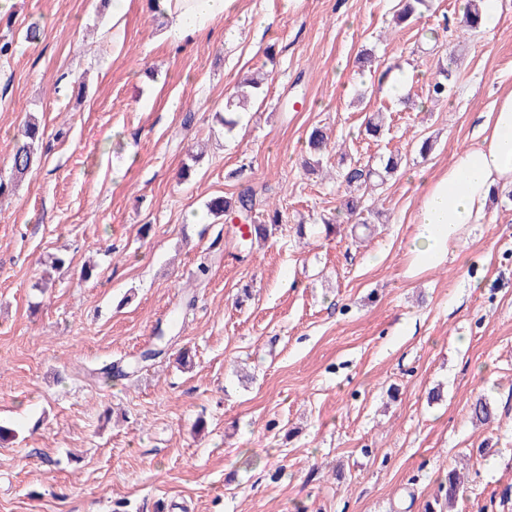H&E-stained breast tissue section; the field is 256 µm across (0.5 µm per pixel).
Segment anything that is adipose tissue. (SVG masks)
Here are the masks:
<instances>
[{
	"label": "adipose tissue",
	"mask_w": 512,
	"mask_h": 512,
	"mask_svg": "<svg viewBox=\"0 0 512 512\" xmlns=\"http://www.w3.org/2000/svg\"><path fill=\"white\" fill-rule=\"evenodd\" d=\"M236 0H154L166 22V36L179 42L198 35L233 9ZM512 185V90L505 91L489 112L472 144L458 152L439 177L428 182L414 216L413 249L431 260L456 239L465 224L487 216L494 189Z\"/></svg>",
	"instance_id": "1"
}]
</instances>
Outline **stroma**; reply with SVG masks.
Here are the masks:
<instances>
[{"mask_svg":"<svg viewBox=\"0 0 512 512\" xmlns=\"http://www.w3.org/2000/svg\"><path fill=\"white\" fill-rule=\"evenodd\" d=\"M396 3L237 0L180 44L145 0L118 44L101 0L0 14V178L27 115L45 127L40 166L0 202V423L15 431L0 443V512H424L469 448L487 454L454 512H512V192L432 263L411 249L421 177L447 169L512 89V0L477 33L457 29L467 0H430L406 28ZM366 49L378 67H411L405 96L356 68ZM450 54L453 94L428 102ZM257 70L264 101L224 130L216 113ZM376 111L378 142L359 133ZM316 127L334 146L309 174ZM340 149L403 157L371 196V229L325 231ZM243 185L283 213L248 253L206 209ZM55 257L66 265L39 289ZM167 326L162 356L94 379ZM435 387L444 397L428 402ZM481 395L494 423L471 419Z\"/></svg>","mask_w":512,"mask_h":512,"instance_id":"35a3bbf8","label":"stroma"}]
</instances>
